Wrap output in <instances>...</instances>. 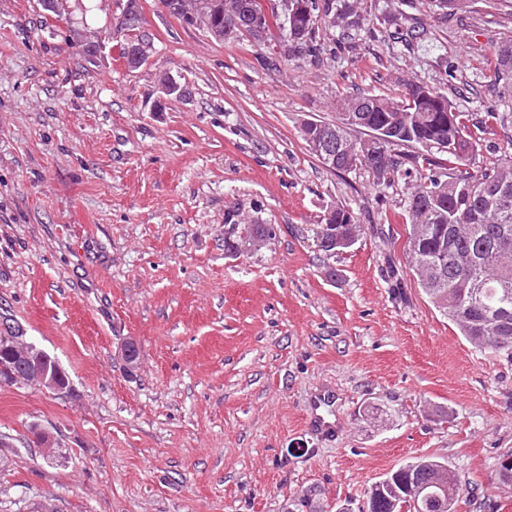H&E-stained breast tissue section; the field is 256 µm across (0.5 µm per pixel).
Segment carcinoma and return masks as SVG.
Returning <instances> with one entry per match:
<instances>
[{
    "label": "carcinoma",
    "instance_id": "obj_1",
    "mask_svg": "<svg viewBox=\"0 0 512 512\" xmlns=\"http://www.w3.org/2000/svg\"><path fill=\"white\" fill-rule=\"evenodd\" d=\"M164 8L189 25H199L220 42L247 35L257 43L266 40L253 27L256 0H160ZM303 8L288 12V37L279 42V56L298 57L315 65L320 46L315 36L313 0H300ZM322 13L330 25L353 31L359 15L347 4L333 9L325 0ZM494 83L508 111L488 112L470 122L448 97L416 83L405 85L400 96L362 94L347 96L337 104L336 120L300 122L303 140L319 131L343 140L346 155L336 159L337 173L362 171L377 188L404 185L403 212L408 224V250L422 292L434 305L447 293L448 319L461 335L478 336L480 326L495 321L501 335L512 337V156L468 170L477 151L476 130L489 123L512 127V39L502 41L487 61ZM320 250L332 255L340 247L335 237L360 236L353 210L338 203L321 219ZM246 225L239 209L224 212V251L241 254L240 231ZM480 280L483 292L472 301L467 284ZM40 364L62 383L67 378L49 354L22 351L0 339V364L10 373L0 381L14 384ZM462 478L448 471V499L456 503Z\"/></svg>",
    "mask_w": 512,
    "mask_h": 512
}]
</instances>
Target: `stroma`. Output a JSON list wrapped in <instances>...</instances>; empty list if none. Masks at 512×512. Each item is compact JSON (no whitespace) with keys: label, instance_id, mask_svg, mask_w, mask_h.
Listing matches in <instances>:
<instances>
[{"label":"stroma","instance_id":"1","mask_svg":"<svg viewBox=\"0 0 512 512\" xmlns=\"http://www.w3.org/2000/svg\"><path fill=\"white\" fill-rule=\"evenodd\" d=\"M139 22L124 23L128 3ZM354 39L319 27L321 61L267 68L280 36L232 43L160 0H0V312L54 357L70 389L0 382V512H359L415 457L466 481L457 512H512V363L475 347L410 266L402 185L327 169L301 139L358 91L412 81L460 111H503L486 60L512 0H358ZM421 25L429 45L403 30ZM151 47L128 67L127 45ZM188 87L162 98L161 72ZM343 203L364 232L316 245ZM280 227L224 251V212ZM139 358L128 368L123 349ZM325 407L334 437L308 424ZM382 413L367 416L365 406ZM55 430L45 460L30 424Z\"/></svg>","mask_w":512,"mask_h":512}]
</instances>
